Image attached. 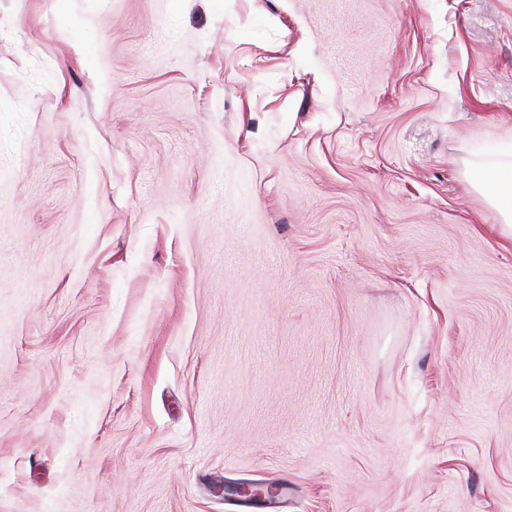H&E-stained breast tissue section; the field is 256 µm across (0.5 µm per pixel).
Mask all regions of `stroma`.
<instances>
[{
	"instance_id": "stroma-1",
	"label": "stroma",
	"mask_w": 512,
	"mask_h": 512,
	"mask_svg": "<svg viewBox=\"0 0 512 512\" xmlns=\"http://www.w3.org/2000/svg\"><path fill=\"white\" fill-rule=\"evenodd\" d=\"M510 154L512 0H0V512H512ZM475 185L499 208L505 218L502 233L512 238V161L504 160L474 175ZM226 491H230L236 496L249 498H273L277 495V487L273 484H249L242 483L236 485L221 484L214 488V492L218 495H225Z\"/></svg>"
}]
</instances>
